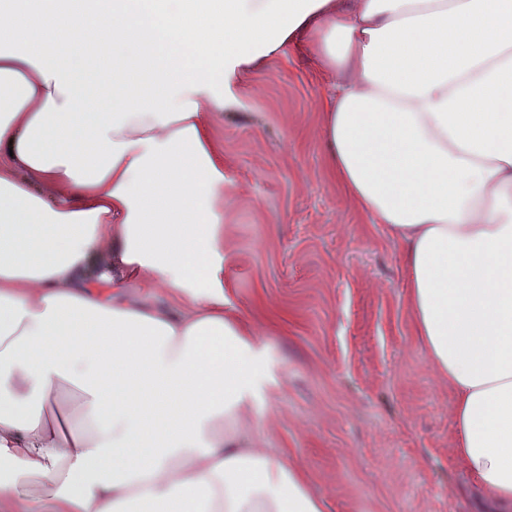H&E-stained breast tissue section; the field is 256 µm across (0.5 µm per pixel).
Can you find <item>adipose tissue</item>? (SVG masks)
Masks as SVG:
<instances>
[{"mask_svg":"<svg viewBox=\"0 0 512 512\" xmlns=\"http://www.w3.org/2000/svg\"><path fill=\"white\" fill-rule=\"evenodd\" d=\"M149 2L0 0V512H326L259 441L261 330L218 280L214 75L289 46L399 249L448 465L512 512V0ZM130 290L135 295H151L154 301L160 305H170L176 308L183 307L182 297L174 290L160 291L158 288H151L147 282H134L130 285Z\"/></svg>","mask_w":512,"mask_h":512,"instance_id":"adipose-tissue-1","label":"adipose tissue"}]
</instances>
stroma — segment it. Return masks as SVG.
<instances>
[{
	"label": "stroma",
	"instance_id": "stroma-1",
	"mask_svg": "<svg viewBox=\"0 0 512 512\" xmlns=\"http://www.w3.org/2000/svg\"><path fill=\"white\" fill-rule=\"evenodd\" d=\"M225 93L224 306L276 323L258 340L263 447L327 512H478L448 467L451 393L413 334L397 249L327 173L311 65L286 49Z\"/></svg>",
	"mask_w": 512,
	"mask_h": 512
}]
</instances>
